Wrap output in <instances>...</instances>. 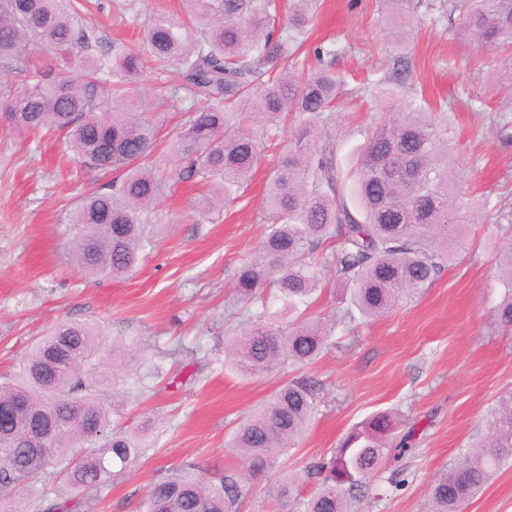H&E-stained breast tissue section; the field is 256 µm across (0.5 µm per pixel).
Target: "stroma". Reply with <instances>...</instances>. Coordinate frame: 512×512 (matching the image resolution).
Returning <instances> with one entry per match:
<instances>
[{
	"label": "stroma",
	"mask_w": 512,
	"mask_h": 512,
	"mask_svg": "<svg viewBox=\"0 0 512 512\" xmlns=\"http://www.w3.org/2000/svg\"><path fill=\"white\" fill-rule=\"evenodd\" d=\"M179 10L180 0H91L82 23L100 49L115 52L139 48L154 12ZM410 14L412 27L399 49L386 33L383 0H318L305 49L288 66L308 69L316 46L336 45L331 68L352 91L336 110V158L344 169L364 142L362 125L383 119L389 106L364 94L376 80L386 79L399 101L423 98L447 113L465 191L489 209L468 224L460 259L419 296L336 334L310 368L322 387L309 432L251 478L241 512H298V500L316 487L306 468L378 411L395 412L400 432L415 437L398 464H384L356 491L355 512H430L432 482L470 451L498 399L512 390V335L503 334L493 315L503 294L495 253L512 244V95L497 85L503 55L461 35L449 0H411ZM401 55L410 65L403 83L392 76ZM178 83L175 68L148 58L126 87L131 99L148 100L146 117L165 147L185 120L162 106ZM294 137L287 130L248 187L221 211L202 214L196 209L202 191L188 183L173 187L153 247L131 273L112 279L72 262L66 224L68 212L112 173L82 169L57 135L0 128V376L67 320L96 322L108 337L143 343L112 427L147 428L146 451L96 489H70L45 471L21 491L24 512L57 498L78 502L79 512H139L150 486L177 468L244 470L225 446L230 433L295 369L261 377L225 369L224 331L244 318L234 300L237 270L261 244L265 183ZM499 209L506 220H496ZM289 473L303 480L296 499L282 500L275 490ZM465 512H512V459Z\"/></svg>",
	"instance_id": "35a3bbf8"
}]
</instances>
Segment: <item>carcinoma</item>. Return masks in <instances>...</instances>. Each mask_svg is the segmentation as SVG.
<instances>
[{
  "instance_id": "obj_1",
  "label": "carcinoma",
  "mask_w": 512,
  "mask_h": 512,
  "mask_svg": "<svg viewBox=\"0 0 512 512\" xmlns=\"http://www.w3.org/2000/svg\"><path fill=\"white\" fill-rule=\"evenodd\" d=\"M311 0H183L181 15L157 13L142 36V51H98L82 27L75 0H0V61L47 50L63 67L14 71L17 88L0 93L7 129L62 131L67 147L90 170H109L112 183L84 197L69 212L71 253L85 273L118 278L131 272L153 246L152 218L171 182L199 178L211 188L201 203L213 211L235 199L250 181L264 146L275 141L288 114L303 117L294 146L269 175L263 203L271 224L255 257L238 270L236 296L246 305L241 327L226 334L224 354L243 375L301 369L252 410L228 447L248 474L226 470L208 477L187 467L154 484L145 512H240L246 476L271 467L295 447L317 412L313 365L336 330L360 317L393 309L426 285L463 251L471 208L457 192L450 167L447 118L415 100L390 110L365 130L348 174L341 173L331 111L347 93L343 80L319 68L297 76L285 67L310 21ZM386 20L397 33L407 24L409 0H386ZM292 35H275L283 9ZM464 32L476 41L512 47V0H456ZM178 67L180 84L170 107L188 112L168 151L138 107L125 104L120 84L136 79L143 55ZM196 104L182 108L184 99ZM356 206L347 202L346 181ZM336 244L331 258L316 255ZM505 288L496 306L499 324L512 329V246L498 250ZM342 285L343 314L303 317L324 270ZM281 303L272 310L268 289ZM104 332L89 321H66L41 337L0 383V512H23L16 493L57 465L73 487L106 483L147 447L146 433L111 428L116 403L108 385L124 380L139 348L112 340V378L102 369ZM58 423L49 447L17 448L24 430ZM396 429L395 418L376 414L358 425L330 457L314 466L320 477L304 512H347L349 497L377 472ZM99 444L73 457L77 444ZM512 458V395L490 414L487 432L430 488L433 512H463Z\"/></svg>"
}]
</instances>
